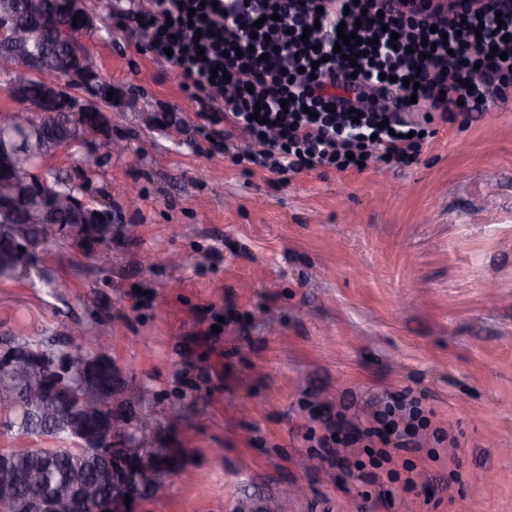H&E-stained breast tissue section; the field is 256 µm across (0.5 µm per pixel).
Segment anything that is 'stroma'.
Listing matches in <instances>:
<instances>
[{
  "instance_id": "35a3bbf8",
  "label": "stroma",
  "mask_w": 512,
  "mask_h": 512,
  "mask_svg": "<svg viewBox=\"0 0 512 512\" xmlns=\"http://www.w3.org/2000/svg\"><path fill=\"white\" fill-rule=\"evenodd\" d=\"M82 43L119 91L124 144L86 178L111 244L56 231L30 274L0 281V334L109 333L161 440L184 451L148 512H512V97L433 121L419 159L278 179L214 152L195 97L146 49L127 0H85ZM190 256L169 266L165 251ZM411 390L458 437L399 451L426 481L341 489L313 455L337 411ZM461 469L464 483L450 473Z\"/></svg>"
}]
</instances>
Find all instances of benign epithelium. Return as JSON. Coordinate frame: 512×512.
I'll return each mask as SVG.
<instances>
[{"label": "benign epithelium", "mask_w": 512, "mask_h": 512, "mask_svg": "<svg viewBox=\"0 0 512 512\" xmlns=\"http://www.w3.org/2000/svg\"><path fill=\"white\" fill-rule=\"evenodd\" d=\"M69 11L70 4L62 0L56 6L59 19L41 29L47 36H66L65 50L50 57H29L13 68L9 96L19 107L0 112V159L4 161L31 140L46 142L58 153L69 143L82 142L92 159L123 149L109 134L119 114L112 112L110 106L98 108L97 100L87 94L97 72L79 36L96 29V18L85 11L79 15V26L71 28L60 23ZM27 35L28 30L9 13L0 14V46L21 47ZM27 79L40 83L39 94L30 93ZM73 88L81 91L78 112L69 95ZM0 182L13 186L10 192L0 195V213L7 215L11 223L20 227L40 221L61 230L69 228L59 223L57 206L44 205L43 200L55 197L44 182L32 181L16 167H0ZM70 204L81 213L89 235H94L93 225L102 220L95 216L85 194L72 195ZM23 247L19 230L0 248V271L15 278L26 274L28 264L18 259ZM119 376L120 369L103 347L95 356L82 360L74 359L69 351L45 360L8 339L0 340V380L17 397L28 398L49 387L69 397L79 394L80 412L64 400L55 402L58 422L78 435L77 444L88 456L112 461L108 473L112 491L108 495H102L98 484L76 482L56 494L29 499L26 512H75L80 503L90 498L100 503L101 512H141L144 502L164 495L166 484L162 477L182 466L183 454L178 448L146 443L141 433L145 416L136 409L139 389L128 382L118 383ZM40 481V472L30 469L19 473L13 456L0 452V501H13L21 488H31Z\"/></svg>", "instance_id": "benign-epithelium-1"}]
</instances>
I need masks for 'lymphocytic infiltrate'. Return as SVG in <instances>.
<instances>
[{
  "label": "lymphocytic infiltrate",
  "mask_w": 512,
  "mask_h": 512,
  "mask_svg": "<svg viewBox=\"0 0 512 512\" xmlns=\"http://www.w3.org/2000/svg\"><path fill=\"white\" fill-rule=\"evenodd\" d=\"M128 13L183 91L235 86L201 112L215 151L244 137L247 160L280 176L410 164L423 119L488 112L512 92V0H463L435 21L423 9L401 11L397 0H146ZM342 30L360 42L340 54ZM404 110L416 120L402 119ZM425 422L403 391L374 402L364 426L337 412L331 434L379 442L369 463L341 459L345 481L418 486L422 471L397 472L393 460Z\"/></svg>",
  "instance_id": "obj_1"
}]
</instances>
